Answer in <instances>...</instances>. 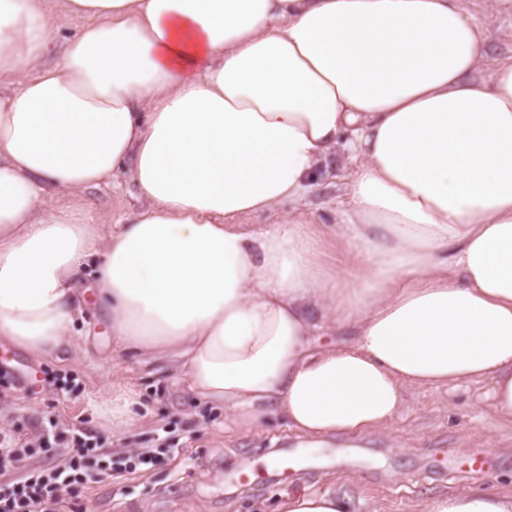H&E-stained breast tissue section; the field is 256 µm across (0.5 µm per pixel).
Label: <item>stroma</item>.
I'll use <instances>...</instances> for the list:
<instances>
[{
    "instance_id": "1",
    "label": "stroma",
    "mask_w": 512,
    "mask_h": 512,
    "mask_svg": "<svg viewBox=\"0 0 512 512\" xmlns=\"http://www.w3.org/2000/svg\"><path fill=\"white\" fill-rule=\"evenodd\" d=\"M350 165L343 154L320 164L317 189L299 209L340 266L346 248L336 237L337 202L341 170ZM107 327L104 309L90 299L77 324L75 355L38 358L0 339V437L22 442L54 420L96 437L105 456L132 463L103 481L64 488L66 512H270L280 492L304 484L348 490L359 512H420L426 497L473 481L512 493V429L493 427L490 382L407 390L387 437L376 435L370 447L351 449L343 466L335 449H321L286 478L265 462L288 441L284 421L239 427L223 407L193 395L171 361L114 355ZM56 373L73 376L76 390H57L49 381ZM117 384L140 396L133 419L122 425L107 412ZM164 436L176 453L136 465L137 456ZM474 456L484 459V474L463 472L461 461Z\"/></svg>"
}]
</instances>
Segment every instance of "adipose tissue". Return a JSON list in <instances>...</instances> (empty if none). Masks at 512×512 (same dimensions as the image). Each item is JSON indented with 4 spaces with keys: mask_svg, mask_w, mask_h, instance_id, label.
<instances>
[{
    "mask_svg": "<svg viewBox=\"0 0 512 512\" xmlns=\"http://www.w3.org/2000/svg\"><path fill=\"white\" fill-rule=\"evenodd\" d=\"M485 56L463 0H0V338L71 354L90 293L117 352L298 448L362 447L410 387L490 381L512 426V56ZM339 145L351 268L295 213L245 229ZM120 175L139 207L92 215L84 190ZM327 317L352 341L317 345ZM274 512L357 508L302 488Z\"/></svg>",
    "mask_w": 512,
    "mask_h": 512,
    "instance_id": "adipose-tissue-1",
    "label": "adipose tissue"
}]
</instances>
